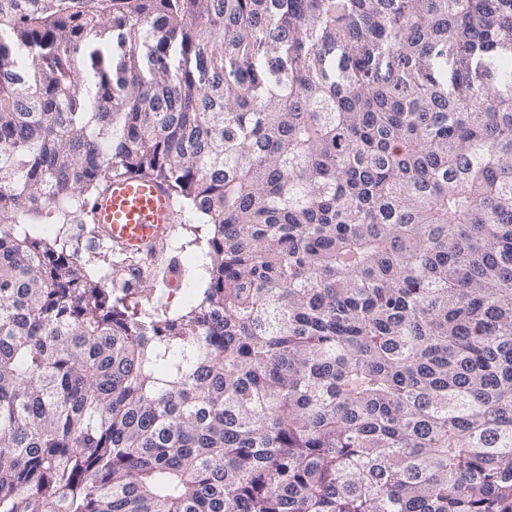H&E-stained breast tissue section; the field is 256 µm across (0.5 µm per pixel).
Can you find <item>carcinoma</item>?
<instances>
[{
	"label": "carcinoma",
	"instance_id": "carcinoma-1",
	"mask_svg": "<svg viewBox=\"0 0 512 512\" xmlns=\"http://www.w3.org/2000/svg\"><path fill=\"white\" fill-rule=\"evenodd\" d=\"M509 58L512 0H0V512H512ZM122 177L210 226L181 313L21 229Z\"/></svg>",
	"mask_w": 512,
	"mask_h": 512
}]
</instances>
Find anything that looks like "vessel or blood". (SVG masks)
I'll return each mask as SVG.
<instances>
[{"label":"vessel or blood","mask_w":512,"mask_h":512,"mask_svg":"<svg viewBox=\"0 0 512 512\" xmlns=\"http://www.w3.org/2000/svg\"><path fill=\"white\" fill-rule=\"evenodd\" d=\"M96 222L100 235L122 251H151L168 236L175 222V203L158 182L136 177L113 180L98 200Z\"/></svg>","instance_id":"b4317fda"}]
</instances>
